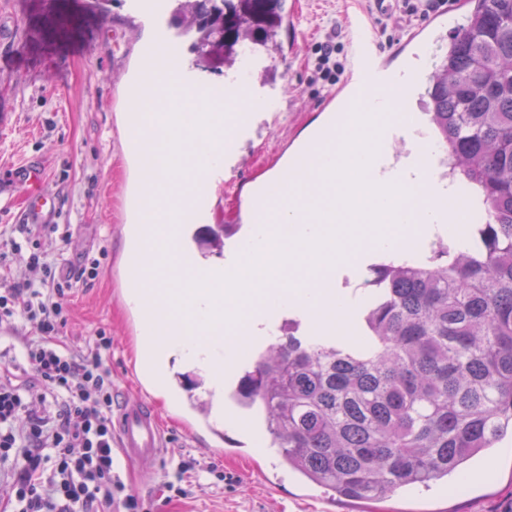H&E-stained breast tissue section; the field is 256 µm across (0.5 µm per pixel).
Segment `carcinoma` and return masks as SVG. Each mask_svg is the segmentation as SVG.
I'll return each mask as SVG.
<instances>
[{"label":"carcinoma","mask_w":512,"mask_h":512,"mask_svg":"<svg viewBox=\"0 0 512 512\" xmlns=\"http://www.w3.org/2000/svg\"><path fill=\"white\" fill-rule=\"evenodd\" d=\"M252 0H178L181 36L208 54L224 15V65L275 43L282 18ZM424 86L426 124L484 219L468 248L440 242L413 264L371 267L352 336L285 335L261 349L227 400L282 449L288 469L348 500L448 481L512 433V0H474Z\"/></svg>","instance_id":"obj_1"}]
</instances>
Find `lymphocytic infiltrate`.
<instances>
[{"label": "lymphocytic infiltrate", "instance_id": "lymphocytic-infiltrate-1", "mask_svg": "<svg viewBox=\"0 0 512 512\" xmlns=\"http://www.w3.org/2000/svg\"><path fill=\"white\" fill-rule=\"evenodd\" d=\"M42 225L0 229V265L22 256L28 275L0 277V333L20 348L19 372L0 376V512H143L117 471L112 433V341L66 342V298L83 272L60 278Z\"/></svg>", "mask_w": 512, "mask_h": 512}]
</instances>
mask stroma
I'll use <instances>...</instances> for the list:
<instances>
[{"mask_svg": "<svg viewBox=\"0 0 512 512\" xmlns=\"http://www.w3.org/2000/svg\"><path fill=\"white\" fill-rule=\"evenodd\" d=\"M365 0H282L283 24L279 41L296 37L289 55L256 50L243 79L252 85L264 109L241 112L224 151V171L234 185L217 181L202 191L203 205L189 219L187 253L196 262L220 265L223 255L207 250L209 231L225 226V245L243 230L237 213L243 202L239 182H269L280 177L288 163L284 150L305 141L327 119L322 107L331 88L315 79L313 61L318 45H339V59L349 63L352 45L347 17ZM397 4L372 13L374 44L383 53L403 56L396 49L408 32L425 23ZM0 166L41 167L58 212L52 224L65 233H49L45 248L57 260V276L98 261L96 275L78 283L68 297L70 320L65 336L82 344L105 332L112 340L104 367L112 371V403L141 397L158 412L166 450L153 469L120 464L129 492L146 512H512V437L504 440L499 456L470 470L467 483L410 497L350 503L333 492L300 481L253 429L249 417L232 412L222 446H214L205 430L190 433L184 414L171 406L172 393L205 396L185 376L190 366L171 360L168 385L137 383L130 374L136 349L139 315L125 293L123 260L133 243V205L139 174L127 148L124 88L150 26L132 17L128 0H108L105 13L87 0H0ZM197 459L224 471L216 480L202 469L192 471L196 485L187 499L166 501L164 485L179 461Z\"/></svg>", "mask_w": 512, "mask_h": 512, "instance_id": "35a3bbf8", "label": "stroma"}]
</instances>
